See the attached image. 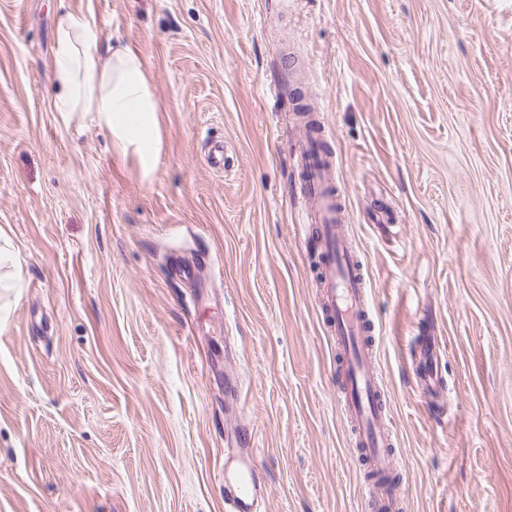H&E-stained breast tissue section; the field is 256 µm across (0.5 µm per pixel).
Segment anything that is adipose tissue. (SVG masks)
<instances>
[{
  "instance_id": "1",
  "label": "adipose tissue",
  "mask_w": 512,
  "mask_h": 512,
  "mask_svg": "<svg viewBox=\"0 0 512 512\" xmlns=\"http://www.w3.org/2000/svg\"><path fill=\"white\" fill-rule=\"evenodd\" d=\"M53 109L92 112L120 149H133L143 169L157 156L159 110L141 53L115 41L102 43L89 14L66 11L54 32Z\"/></svg>"
}]
</instances>
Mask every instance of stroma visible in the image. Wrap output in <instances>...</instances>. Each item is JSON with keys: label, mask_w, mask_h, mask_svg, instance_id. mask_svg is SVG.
Segmentation results:
<instances>
[{"label": "stroma", "mask_w": 512, "mask_h": 512, "mask_svg": "<svg viewBox=\"0 0 512 512\" xmlns=\"http://www.w3.org/2000/svg\"><path fill=\"white\" fill-rule=\"evenodd\" d=\"M63 10L143 54L150 174L53 110ZM300 98L370 283L403 512H512V0H0V238L21 264L0 512H228L249 428L259 512H367L296 198ZM423 336L444 345L432 394Z\"/></svg>", "instance_id": "35a3bbf8"}]
</instances>
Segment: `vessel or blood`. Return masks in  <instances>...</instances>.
<instances>
[{
	"instance_id": "vessel-or-blood-1",
	"label": "vessel or blood",
	"mask_w": 512,
	"mask_h": 512,
	"mask_svg": "<svg viewBox=\"0 0 512 512\" xmlns=\"http://www.w3.org/2000/svg\"><path fill=\"white\" fill-rule=\"evenodd\" d=\"M323 136L308 131L296 149L295 168L305 190L307 209L303 223L316 227L320 276L318 286L341 356L340 390L347 417L357 437V447L374 478L364 494L375 512H400L401 486L392 476L400 468L385 427L387 406L382 399V377L366 336L371 319L369 295L362 262L346 237L336 176L330 157L319 153ZM439 349L427 342L419 349L421 381L427 390L439 386L436 372ZM239 449L224 459V488L231 512H257L267 493L251 464L248 436H240Z\"/></svg>"
}]
</instances>
